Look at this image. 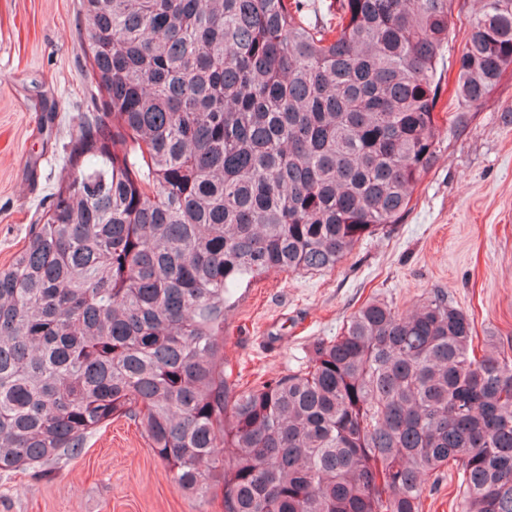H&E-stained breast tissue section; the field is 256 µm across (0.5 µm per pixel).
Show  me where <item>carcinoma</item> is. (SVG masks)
<instances>
[{"mask_svg": "<svg viewBox=\"0 0 512 512\" xmlns=\"http://www.w3.org/2000/svg\"><path fill=\"white\" fill-rule=\"evenodd\" d=\"M460 112L512 66V0H478ZM454 0H82L100 116L43 223L0 268V471L137 421L224 512H512V354L436 288L373 300L298 368L224 365L232 289L323 272L397 224L438 160ZM457 483L458 475L454 471L446 470L433 476L422 495L421 512H460L455 493Z\"/></svg>", "mask_w": 512, "mask_h": 512, "instance_id": "cac0c4a2", "label": "carcinoma"}]
</instances>
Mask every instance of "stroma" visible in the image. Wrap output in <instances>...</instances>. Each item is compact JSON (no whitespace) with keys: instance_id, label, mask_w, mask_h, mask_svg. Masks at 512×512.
I'll use <instances>...</instances> for the list:
<instances>
[{"instance_id":"stroma-1","label":"stroma","mask_w":512,"mask_h":512,"mask_svg":"<svg viewBox=\"0 0 512 512\" xmlns=\"http://www.w3.org/2000/svg\"><path fill=\"white\" fill-rule=\"evenodd\" d=\"M473 0L452 13L441 75L439 159L400 223L361 240L335 270L269 274L235 289L224 360L249 382L297 368L372 298L411 309L447 290L474 334L512 343V67L463 124L454 88ZM80 0H0V267L71 173L68 157L101 93L78 36ZM457 475L432 477L421 512H458ZM0 512H224L181 488L134 420L119 417L48 470L0 473Z\"/></svg>"}]
</instances>
